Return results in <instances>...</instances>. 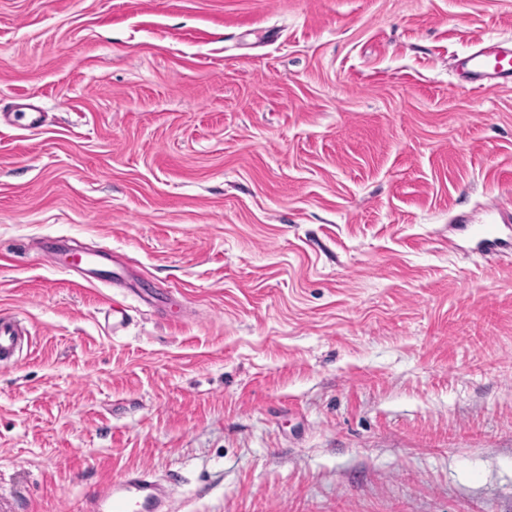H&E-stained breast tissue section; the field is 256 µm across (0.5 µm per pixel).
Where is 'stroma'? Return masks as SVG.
<instances>
[{
	"label": "stroma",
	"instance_id": "1",
	"mask_svg": "<svg viewBox=\"0 0 512 512\" xmlns=\"http://www.w3.org/2000/svg\"><path fill=\"white\" fill-rule=\"evenodd\" d=\"M508 40L512 0H0V512L139 467L173 512H512V252L462 231L512 218V86L456 68ZM110 253L109 250L105 248H98L93 253H88L85 255H77V256H70L71 257V266L66 264L59 263V255L60 253L55 250L52 247H48L43 252V258L44 261L49 264L52 267H56L58 269L64 270V271H71L72 268H82V267H88L96 265L103 256L101 254H107ZM24 321L18 315L0 314V367L14 364L23 346Z\"/></svg>",
	"mask_w": 512,
	"mask_h": 512
}]
</instances>
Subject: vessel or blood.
I'll use <instances>...</instances> for the list:
<instances>
[{
  "label": "vessel or blood",
  "instance_id": "b4317fda",
  "mask_svg": "<svg viewBox=\"0 0 512 512\" xmlns=\"http://www.w3.org/2000/svg\"><path fill=\"white\" fill-rule=\"evenodd\" d=\"M473 90L492 92L512 85V48L480 47L460 60ZM24 321L18 315L0 314V367L14 364L23 346ZM171 489L153 471L137 468L106 483L85 502L83 512H169Z\"/></svg>",
  "mask_w": 512,
  "mask_h": 512
}]
</instances>
